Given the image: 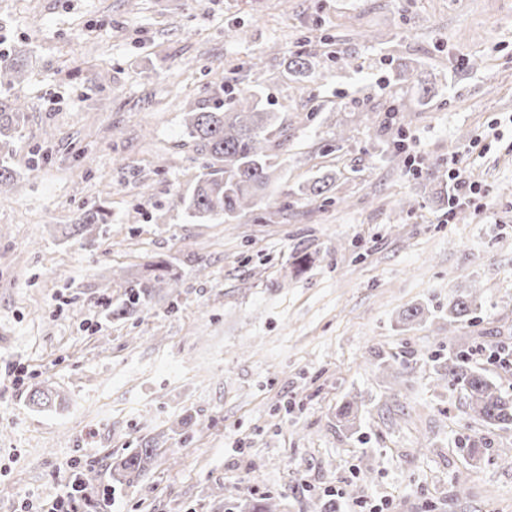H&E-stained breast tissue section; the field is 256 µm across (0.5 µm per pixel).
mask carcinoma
<instances>
[{"instance_id":"1","label":"carcinoma","mask_w":512,"mask_h":512,"mask_svg":"<svg viewBox=\"0 0 512 512\" xmlns=\"http://www.w3.org/2000/svg\"><path fill=\"white\" fill-rule=\"evenodd\" d=\"M23 64L13 63L0 69V87L9 88L23 81ZM256 94L249 86L238 89L236 97L228 104L218 102L214 108H191L186 112L188 136L197 150L207 156L215 169L205 173L192 191L178 198V203L195 216L232 218L254 204L258 192L269 182L272 164L266 153L265 137L270 126V113L260 110ZM24 120L22 106L0 107V193L15 188L13 172L7 166L12 154L13 138ZM107 221L106 212L89 209L83 212L79 222L71 228L74 234L93 224ZM128 306L134 308L150 296L153 289L166 285L179 287V277L167 265L158 261L150 265L146 273L134 279H123ZM477 288L459 295L448 304V324L464 320L475 312ZM440 380L447 387L460 389L465 396L466 414L474 420L493 427L512 426V394L502 391L486 373L468 365L462 352L448 356L436 366ZM156 457V448L150 444L135 448L112 462V476L137 477L144 473Z\"/></svg>"}]
</instances>
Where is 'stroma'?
I'll list each match as a JSON object with an SVG mask.
<instances>
[{"mask_svg":"<svg viewBox=\"0 0 512 512\" xmlns=\"http://www.w3.org/2000/svg\"><path fill=\"white\" fill-rule=\"evenodd\" d=\"M0 44L27 61L0 89L26 113L0 197V362L30 371L0 388V512L87 472L112 512H512V429L470 419L433 369L464 350L512 393V0H0ZM242 83L274 115L270 181L232 220L191 217L177 198L208 159L186 112ZM407 137L437 179L395 152ZM461 155L480 193L452 220L437 195ZM324 174L329 198L299 194ZM91 208L106 223L65 236ZM155 261L180 288L121 314L122 276ZM474 284L480 309L449 324ZM151 439L152 467L113 481Z\"/></svg>","mask_w":512,"mask_h":512,"instance_id":"1","label":"stroma"}]
</instances>
